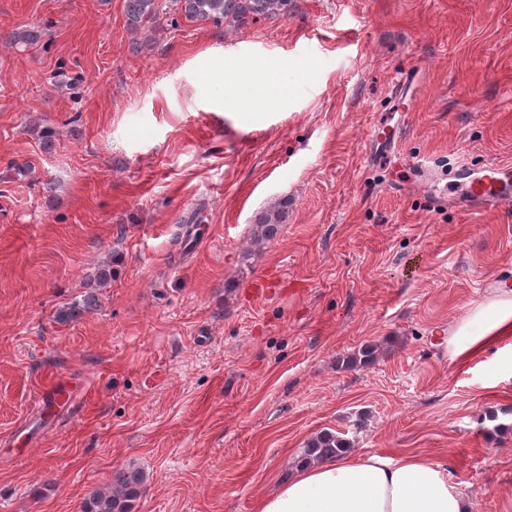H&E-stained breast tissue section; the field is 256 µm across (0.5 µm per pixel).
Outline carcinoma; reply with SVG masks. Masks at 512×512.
Returning a JSON list of instances; mask_svg holds the SVG:
<instances>
[{
	"label": "carcinoma",
	"instance_id": "cac0c4a2",
	"mask_svg": "<svg viewBox=\"0 0 512 512\" xmlns=\"http://www.w3.org/2000/svg\"><path fill=\"white\" fill-rule=\"evenodd\" d=\"M174 8L165 9L162 0H123L126 29L136 39L137 50L151 48V41L140 40L138 35L146 31L157 32L164 26L179 27V20L188 23L210 24L222 29L224 25L241 28L260 19L288 18L296 9V0H173ZM45 29L41 26L11 29L0 32V45L4 47L31 48L42 43ZM288 214V202L283 201L261 211L255 216L251 233V245L261 250L278 235ZM113 278L112 266H98L90 276V282L98 287L106 286ZM94 298L68 303L56 311L55 319L64 324L78 319L92 306ZM352 441L343 435L321 431L312 436L301 452L300 461L323 462L348 451ZM145 473L131 464L114 475L112 484L88 492L80 502L79 512H133L137 500L144 493Z\"/></svg>",
	"mask_w": 512,
	"mask_h": 512
}]
</instances>
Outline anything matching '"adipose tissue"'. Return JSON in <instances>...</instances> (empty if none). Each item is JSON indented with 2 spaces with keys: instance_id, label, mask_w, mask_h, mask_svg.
<instances>
[{
  "instance_id": "obj_1",
  "label": "adipose tissue",
  "mask_w": 512,
  "mask_h": 512,
  "mask_svg": "<svg viewBox=\"0 0 512 512\" xmlns=\"http://www.w3.org/2000/svg\"><path fill=\"white\" fill-rule=\"evenodd\" d=\"M480 333H472L473 324ZM512 339V290L474 307L448 337L451 358L463 363ZM255 512H474L469 495L448 479L445 462L409 453L400 458L349 452L312 465L261 497Z\"/></svg>"
}]
</instances>
